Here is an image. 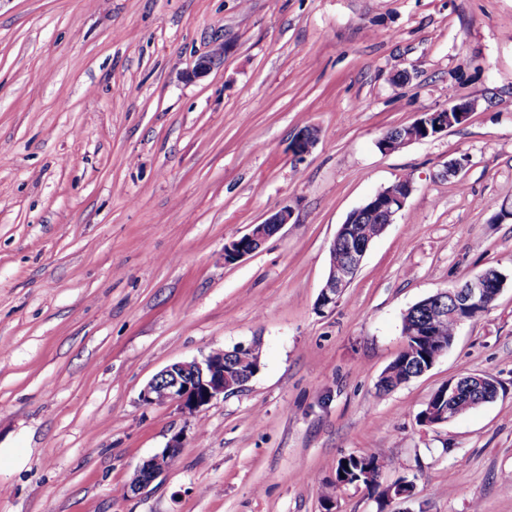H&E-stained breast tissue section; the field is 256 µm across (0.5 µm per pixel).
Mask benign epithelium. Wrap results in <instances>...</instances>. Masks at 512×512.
I'll use <instances>...</instances> for the list:
<instances>
[{"instance_id": "benign-epithelium-1", "label": "benign epithelium", "mask_w": 512, "mask_h": 512, "mask_svg": "<svg viewBox=\"0 0 512 512\" xmlns=\"http://www.w3.org/2000/svg\"><path fill=\"white\" fill-rule=\"evenodd\" d=\"M224 58V46L216 47L212 54L202 58L192 71L195 77L205 76L212 65ZM475 110V103L462 101L444 110L425 112L411 125L405 127L404 143L421 141L454 127L455 121L465 123V119ZM317 141V131L313 128L302 130L293 141L290 151L301 158ZM414 191L413 183L394 188L386 187L370 197L361 207L350 213L334 237L329 253L336 252V245L343 247V259L329 265L325 283L321 289L318 304L322 308L333 306L336 299L356 277L371 239L363 238L356 225L370 216L380 220V231H385L395 217L404 209ZM293 211L282 207L274 211L264 222L253 225L244 236L230 241L224 246V261L235 262L260 250L265 242L284 225L291 223ZM506 277L492 282L484 275L469 279L463 287L440 292L433 304L440 309H448V301H453V314L458 323L465 322L463 311L473 305H481L490 291L501 292ZM251 379L249 375L230 374L224 370V355L210 353L202 359L175 362L155 375L142 389L141 401L146 405L157 403L156 393L164 395V401L174 403L187 413L196 412L224 396L242 389ZM182 448L180 436H173L165 448L145 460L136 470L128 488L131 494H139L148 488L169 468L170 460Z\"/></svg>"}]
</instances>
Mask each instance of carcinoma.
<instances>
[{"mask_svg": "<svg viewBox=\"0 0 512 512\" xmlns=\"http://www.w3.org/2000/svg\"><path fill=\"white\" fill-rule=\"evenodd\" d=\"M457 329L454 316L446 317L432 306L410 308L403 316L404 348L382 373L378 382L379 390L390 392L419 377L434 353L448 350V338L456 336ZM261 355L260 345L254 342L250 350L236 352L231 366L254 376L260 369ZM481 378L486 383L483 391L462 396L451 405L448 404V395L443 388H438L429 399L425 411L433 409L437 415L446 412L450 416H458L471 410L481 399L496 398L498 386L494 378L488 374L481 375ZM379 471L380 463L376 455L351 454L338 461L336 483L364 487L376 495L378 501L383 502L387 495L386 490L381 488Z\"/></svg>", "mask_w": 512, "mask_h": 512, "instance_id": "1", "label": "carcinoma"}]
</instances>
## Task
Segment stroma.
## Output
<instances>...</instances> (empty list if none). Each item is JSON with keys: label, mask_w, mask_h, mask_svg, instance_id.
Returning a JSON list of instances; mask_svg holds the SVG:
<instances>
[{"label": "stroma", "mask_w": 512, "mask_h": 512, "mask_svg": "<svg viewBox=\"0 0 512 512\" xmlns=\"http://www.w3.org/2000/svg\"><path fill=\"white\" fill-rule=\"evenodd\" d=\"M462 100L466 124L378 149ZM402 178L404 209L319 307L339 226ZM506 203L512 0H0V512H325L328 493L332 512H512ZM282 206L292 223L225 263ZM490 267L494 304L378 393L407 310ZM256 339L240 392L191 415L142 403L169 364ZM473 374L494 401L420 423ZM372 453L412 499L337 485L339 459ZM477 376L481 377L476 378L479 384L482 385L483 379L486 383V387L484 388L483 391L472 395L461 396L459 399L454 401V403L450 406V411L448 412V399L452 400L459 394L458 390L452 385L453 380H450V383H448L447 385L448 393H450L449 397L448 394L444 393L442 386L439 387L429 399L426 408L420 413V422L423 424L422 417L425 415L426 412H430V408H433V410H435L436 415L440 414L441 412H446L448 416H458L474 408L473 405L476 404L481 399H486V397L495 399L498 394V386L494 378L488 374ZM181 448V437L173 436L160 453L145 460L139 466L129 484L128 493L139 494L148 488L169 468L171 458L178 455Z\"/></svg>", "instance_id": "stroma-1"}]
</instances>
